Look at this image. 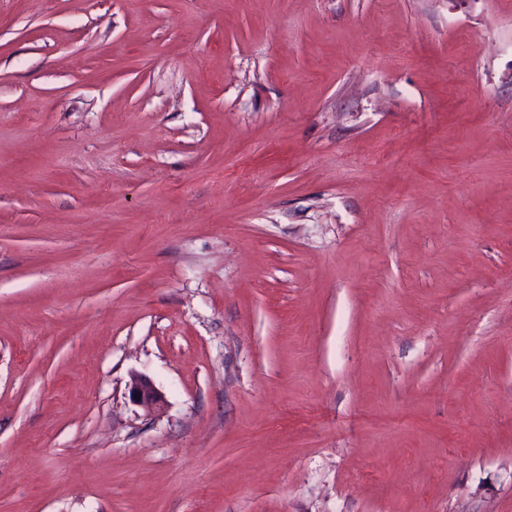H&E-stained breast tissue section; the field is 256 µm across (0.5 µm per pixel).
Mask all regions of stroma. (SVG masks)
Listing matches in <instances>:
<instances>
[{"instance_id":"1","label":"stroma","mask_w":512,"mask_h":512,"mask_svg":"<svg viewBox=\"0 0 512 512\" xmlns=\"http://www.w3.org/2000/svg\"><path fill=\"white\" fill-rule=\"evenodd\" d=\"M0 512H512V0H0ZM131 399L148 411L159 409L163 405V396L153 385L143 378L134 379L129 386ZM139 396V399H136Z\"/></svg>"}]
</instances>
